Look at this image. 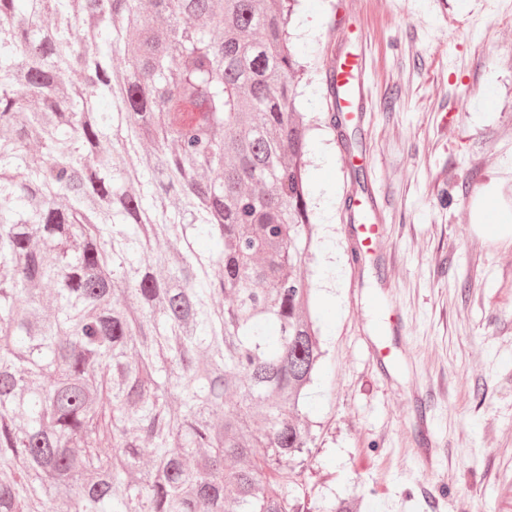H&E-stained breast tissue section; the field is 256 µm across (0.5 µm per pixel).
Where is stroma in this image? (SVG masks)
I'll return each mask as SVG.
<instances>
[{
    "label": "stroma",
    "mask_w": 512,
    "mask_h": 512,
    "mask_svg": "<svg viewBox=\"0 0 512 512\" xmlns=\"http://www.w3.org/2000/svg\"><path fill=\"white\" fill-rule=\"evenodd\" d=\"M291 33L326 350L299 494L512 512V235L474 216L490 190L512 208V0H302ZM353 41L367 109L340 132L325 74ZM372 196L380 238L356 263Z\"/></svg>",
    "instance_id": "35a3bbf8"
}]
</instances>
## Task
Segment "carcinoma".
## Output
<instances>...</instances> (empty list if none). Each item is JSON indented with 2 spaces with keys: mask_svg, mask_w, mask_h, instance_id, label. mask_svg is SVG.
I'll return each mask as SVG.
<instances>
[{
  "mask_svg": "<svg viewBox=\"0 0 512 512\" xmlns=\"http://www.w3.org/2000/svg\"><path fill=\"white\" fill-rule=\"evenodd\" d=\"M299 2L0 0V512H311Z\"/></svg>",
  "mask_w": 512,
  "mask_h": 512,
  "instance_id": "obj_1",
  "label": "carcinoma"
}]
</instances>
